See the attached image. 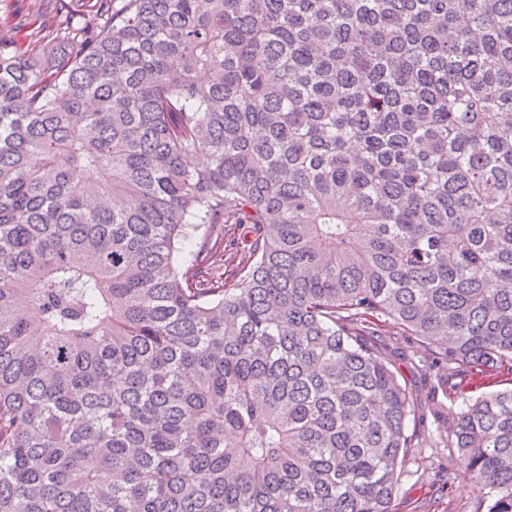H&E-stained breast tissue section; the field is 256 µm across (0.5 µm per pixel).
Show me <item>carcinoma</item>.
<instances>
[{
	"instance_id": "obj_1",
	"label": "carcinoma",
	"mask_w": 512,
	"mask_h": 512,
	"mask_svg": "<svg viewBox=\"0 0 512 512\" xmlns=\"http://www.w3.org/2000/svg\"><path fill=\"white\" fill-rule=\"evenodd\" d=\"M41 2L0 46V512H393L382 327L512 371V0ZM448 429L512 512V389Z\"/></svg>"
}]
</instances>
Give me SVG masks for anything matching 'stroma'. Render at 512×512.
I'll use <instances>...</instances> for the list:
<instances>
[{
  "label": "stroma",
  "mask_w": 512,
  "mask_h": 512,
  "mask_svg": "<svg viewBox=\"0 0 512 512\" xmlns=\"http://www.w3.org/2000/svg\"><path fill=\"white\" fill-rule=\"evenodd\" d=\"M37 7L38 0H0V43L23 41L19 26ZM379 342L399 381L412 390L415 403L408 423L413 441L397 483L394 512H473L477 492L457 464L448 432L464 402L449 395L443 379L448 376L453 383L490 392L512 388V374L478 381L469 368L448 366L433 348L392 327Z\"/></svg>",
  "instance_id": "stroma-1"
}]
</instances>
